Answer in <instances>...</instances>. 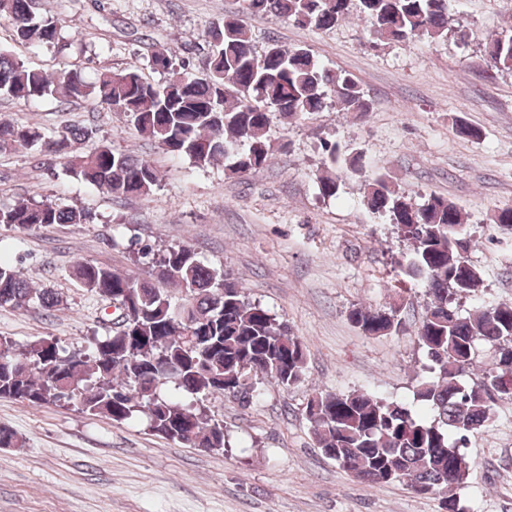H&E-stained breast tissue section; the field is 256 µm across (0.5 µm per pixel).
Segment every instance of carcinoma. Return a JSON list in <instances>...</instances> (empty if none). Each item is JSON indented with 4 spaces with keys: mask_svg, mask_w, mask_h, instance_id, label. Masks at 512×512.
Instances as JSON below:
<instances>
[{
    "mask_svg": "<svg viewBox=\"0 0 512 512\" xmlns=\"http://www.w3.org/2000/svg\"><path fill=\"white\" fill-rule=\"evenodd\" d=\"M253 14H270L296 26L330 30L351 11L378 39L406 43L448 37V0H243ZM16 40L36 49L68 50L79 32L66 35L67 21L41 12L40 0H0V23ZM213 47L202 72L172 50L153 51V82L138 68L99 70L77 57L51 73L35 69L0 47V96L25 104L49 97L120 112L139 134L166 153L206 167L224 160L230 175L263 170L278 153L269 135L273 119H307L328 111L336 98L341 112L365 117L370 104L356 79L325 69L301 47L279 43L261 54L233 15L207 29ZM490 67L512 72V32L484 47ZM40 150L64 160L74 179L110 196L146 197L162 181L157 166L112 147L97 130L60 131L0 119V153ZM319 193L335 197L342 174L359 173L362 155L325 144ZM365 201L395 226L406 247L405 274L426 288L429 302L416 336L430 361L429 376L414 393L431 411L417 417L404 405L359 390H315L305 416L321 453L351 477L403 483L419 495L444 494L446 512H468L448 491L467 486L471 433L493 425L499 403L512 401V305L484 306L462 316L459 296L474 297L480 271L466 254L473 240L465 213L447 198L430 195L415 203L384 176L366 184ZM88 210L53 201L18 198L0 205V227L18 234L62 224H90ZM144 277L109 266L77 261L72 276L87 292L116 302L124 327L70 351L52 339L23 346L0 339V397L33 406L73 404L114 422L144 420L148 431L183 444L222 452L224 420L204 401L225 394L251 406L260 384L288 389L304 381L307 354L288 325L250 301L227 270L205 265L189 245L137 249ZM182 293L175 302L170 289ZM50 313L63 298L35 288L0 248V306ZM348 319L368 336L403 329L398 308L353 306ZM491 351L492 367L466 381L479 355Z\"/></svg>",
    "mask_w": 512,
    "mask_h": 512,
    "instance_id": "carcinoma-1",
    "label": "carcinoma"
}]
</instances>
